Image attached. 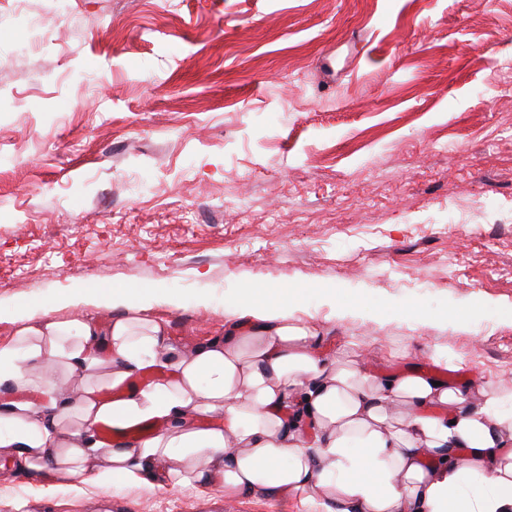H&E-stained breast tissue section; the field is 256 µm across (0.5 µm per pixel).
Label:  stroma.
Listing matches in <instances>:
<instances>
[{
	"mask_svg": "<svg viewBox=\"0 0 512 512\" xmlns=\"http://www.w3.org/2000/svg\"><path fill=\"white\" fill-rule=\"evenodd\" d=\"M0 0V343L124 287L190 350L247 289L315 353L512 412V0ZM354 303L339 316L335 302ZM0 512H321L18 471Z\"/></svg>",
	"mask_w": 512,
	"mask_h": 512,
	"instance_id": "35a3bbf8",
	"label": "stroma"
}]
</instances>
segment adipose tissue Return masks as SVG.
<instances>
[{"instance_id":"1","label":"adipose tissue","mask_w":512,"mask_h":512,"mask_svg":"<svg viewBox=\"0 0 512 512\" xmlns=\"http://www.w3.org/2000/svg\"><path fill=\"white\" fill-rule=\"evenodd\" d=\"M87 297L119 309L108 329L45 311L0 343V390L11 395L0 404V452L21 469L84 475L100 448L97 424L169 418L172 429L109 448L112 478L218 484L232 497L297 495L325 512H512V414L501 412L496 392L475 403L468 390L415 372L375 378L336 366L314 353L316 334L294 318L287 295H248L224 339L188 353L169 345L165 326L135 308L128 289L93 288ZM103 335L123 361L112 387L147 362L172 369V380L102 401L101 362L87 347ZM54 361L85 379L78 398L52 376L33 377ZM31 387L42 404L15 400ZM210 412L222 414L223 427L198 426ZM475 477L482 489L467 493Z\"/></svg>"}]
</instances>
